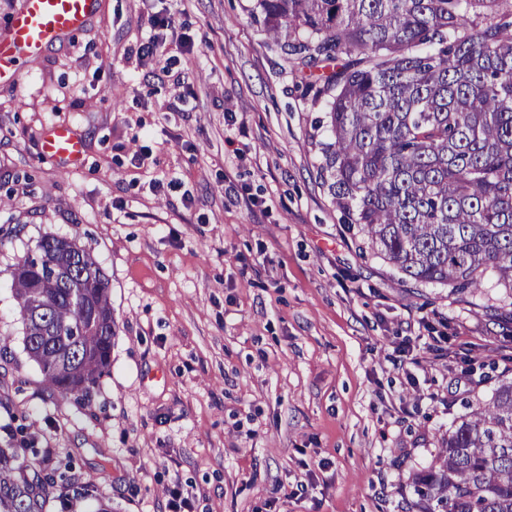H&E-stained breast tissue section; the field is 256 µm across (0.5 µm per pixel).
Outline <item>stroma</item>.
Here are the masks:
<instances>
[{"label":"stroma","instance_id":"1","mask_svg":"<svg viewBox=\"0 0 512 512\" xmlns=\"http://www.w3.org/2000/svg\"><path fill=\"white\" fill-rule=\"evenodd\" d=\"M151 12L195 41L181 75L134 55ZM319 77L272 42L258 0H98L77 37L0 82V446L3 424L25 426L92 482L74 512H167L177 485L194 512H415L410 475L465 401L512 380L495 279L415 283L345 224ZM62 122L81 167L43 155ZM170 179L180 191L148 186ZM49 233L110 282V371L84 408L53 398L23 349L11 272ZM399 344L412 356L396 366Z\"/></svg>","mask_w":512,"mask_h":512}]
</instances>
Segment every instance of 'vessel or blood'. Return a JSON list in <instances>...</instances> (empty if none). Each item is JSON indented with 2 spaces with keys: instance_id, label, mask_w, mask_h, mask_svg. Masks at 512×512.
Wrapping results in <instances>:
<instances>
[{
  "instance_id": "b4317fda",
  "label": "vessel or blood",
  "mask_w": 512,
  "mask_h": 512,
  "mask_svg": "<svg viewBox=\"0 0 512 512\" xmlns=\"http://www.w3.org/2000/svg\"><path fill=\"white\" fill-rule=\"evenodd\" d=\"M96 5L97 0H22L7 31L0 34V77L11 72L19 52L38 54L80 32ZM42 150L68 165L83 161L84 144L65 123L50 126Z\"/></svg>"
}]
</instances>
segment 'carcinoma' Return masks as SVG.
I'll use <instances>...</instances> for the list:
<instances>
[{
	"instance_id": "carcinoma-1",
	"label": "carcinoma",
	"mask_w": 512,
	"mask_h": 512,
	"mask_svg": "<svg viewBox=\"0 0 512 512\" xmlns=\"http://www.w3.org/2000/svg\"><path fill=\"white\" fill-rule=\"evenodd\" d=\"M267 32L327 99L323 169L352 223L402 277L512 296V0H259ZM23 345L46 387L93 400L112 352L109 279L76 242L43 236L16 264ZM0 448V512L73 505L64 473ZM418 512H512V381L448 430L416 472Z\"/></svg>"
}]
</instances>
